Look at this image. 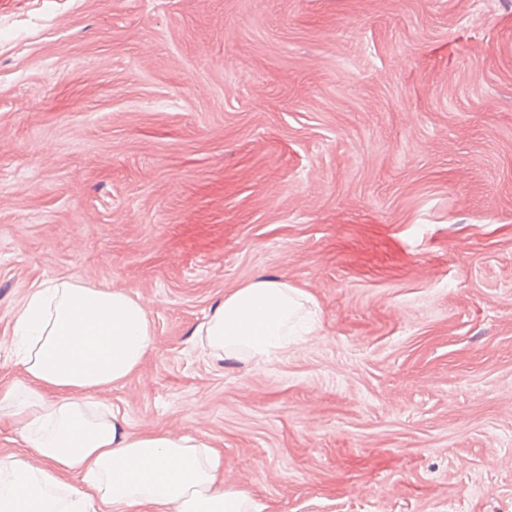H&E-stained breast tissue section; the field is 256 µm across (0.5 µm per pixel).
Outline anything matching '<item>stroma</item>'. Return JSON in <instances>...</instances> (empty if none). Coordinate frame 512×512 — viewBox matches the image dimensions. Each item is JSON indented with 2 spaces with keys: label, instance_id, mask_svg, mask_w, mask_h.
<instances>
[{
  "label": "stroma",
  "instance_id": "35a3bbf8",
  "mask_svg": "<svg viewBox=\"0 0 512 512\" xmlns=\"http://www.w3.org/2000/svg\"><path fill=\"white\" fill-rule=\"evenodd\" d=\"M71 277L154 329L101 400L261 512H512V0H0V341ZM266 278L312 331L202 355Z\"/></svg>",
  "mask_w": 512,
  "mask_h": 512
}]
</instances>
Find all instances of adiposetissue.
<instances>
[{
  "label": "adipose tissue",
  "mask_w": 512,
  "mask_h": 512,
  "mask_svg": "<svg viewBox=\"0 0 512 512\" xmlns=\"http://www.w3.org/2000/svg\"><path fill=\"white\" fill-rule=\"evenodd\" d=\"M300 305L287 282H248L196 328V343L218 360L272 358L287 350ZM153 336L145 305L125 290L77 278L28 288L7 347L20 377L0 384V419L23 446L0 454V512H252L196 435L133 431L99 401L140 369Z\"/></svg>",
  "instance_id": "1"
}]
</instances>
